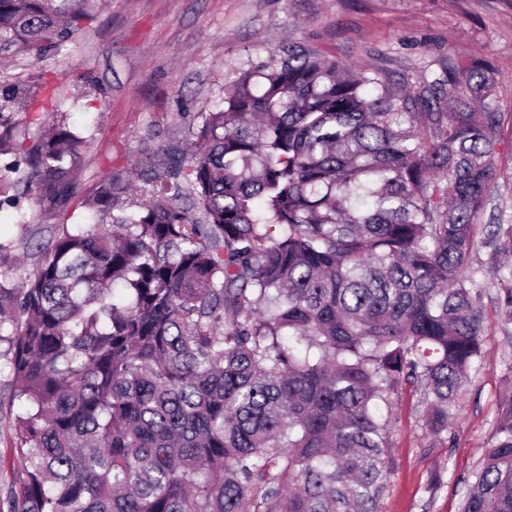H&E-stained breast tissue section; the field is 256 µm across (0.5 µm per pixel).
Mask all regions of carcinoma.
<instances>
[{
    "instance_id": "1",
    "label": "carcinoma",
    "mask_w": 512,
    "mask_h": 512,
    "mask_svg": "<svg viewBox=\"0 0 512 512\" xmlns=\"http://www.w3.org/2000/svg\"><path fill=\"white\" fill-rule=\"evenodd\" d=\"M99 0H0V51L42 57ZM493 71L450 61L410 91L290 44L233 72L171 146L102 179L109 224L51 228L0 282L13 465L0 512H379L393 392L448 431L485 352L474 258L504 145ZM0 83V196L65 212L85 138L19 126ZM136 191V210L112 214ZM512 324V284L496 297ZM459 512H512V386Z\"/></svg>"
}]
</instances>
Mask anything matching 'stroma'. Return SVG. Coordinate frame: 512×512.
<instances>
[{
  "instance_id": "35a3bbf8",
  "label": "stroma",
  "mask_w": 512,
  "mask_h": 512,
  "mask_svg": "<svg viewBox=\"0 0 512 512\" xmlns=\"http://www.w3.org/2000/svg\"><path fill=\"white\" fill-rule=\"evenodd\" d=\"M375 71L397 87L434 78L448 61L487 60L496 73L506 136H512V0H108L93 26L47 57L0 52V83L52 79L67 98V123L87 136L76 174L81 195L165 146L193 139V117L213 108L224 78L284 43ZM87 72L92 85L79 87ZM30 221L0 209V242L18 258L20 283L48 244L55 217L21 200ZM503 273L484 275L486 352L447 432H429L417 395H394L390 474L379 512H458L464 480L490 447L499 396L512 382V324L502 325L494 297ZM7 343H0V486L10 478L17 405L10 402ZM443 485L429 491L432 472Z\"/></svg>"
}]
</instances>
